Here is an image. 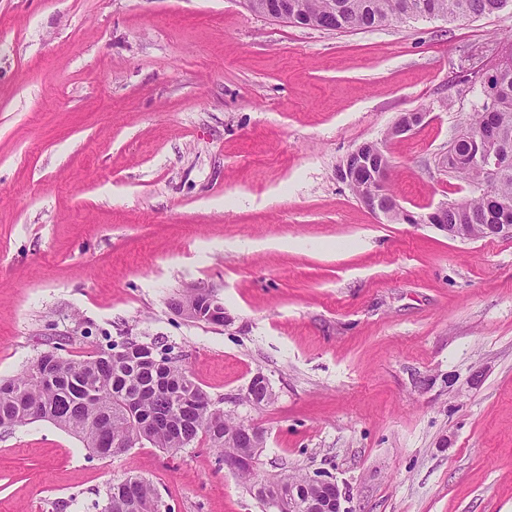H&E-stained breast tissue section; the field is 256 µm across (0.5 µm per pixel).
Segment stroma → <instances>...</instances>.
Returning a JSON list of instances; mask_svg holds the SVG:
<instances>
[{"label": "stroma", "mask_w": 512, "mask_h": 512, "mask_svg": "<svg viewBox=\"0 0 512 512\" xmlns=\"http://www.w3.org/2000/svg\"><path fill=\"white\" fill-rule=\"evenodd\" d=\"M511 44L512 10L339 32L241 0H0V378L154 342L265 430L258 477L324 475L343 512H512V238L380 220L336 178L374 142L404 208L469 196L448 145ZM192 287L229 324L175 315ZM131 475L166 512H265L203 442L101 459L0 430V512H96ZM273 388L269 379L262 373L258 372L250 379L245 393V401L248 398V403L256 405L259 401H266L268 395L273 398ZM271 397L268 398L267 403L270 402Z\"/></svg>", "instance_id": "35a3bbf8"}]
</instances>
